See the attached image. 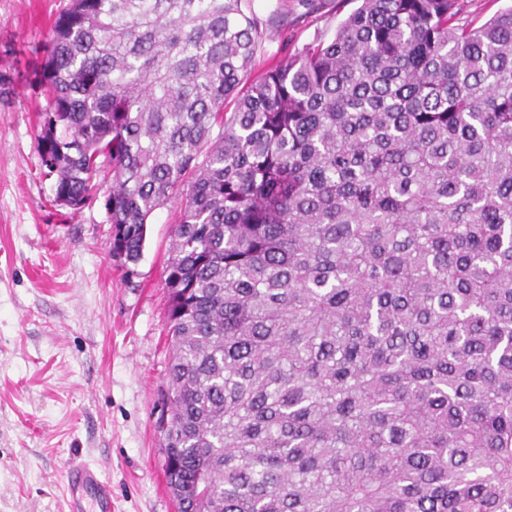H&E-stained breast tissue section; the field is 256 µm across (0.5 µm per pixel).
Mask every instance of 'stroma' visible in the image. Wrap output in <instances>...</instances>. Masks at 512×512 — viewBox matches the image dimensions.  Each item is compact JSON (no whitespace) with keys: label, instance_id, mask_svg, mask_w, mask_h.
Wrapping results in <instances>:
<instances>
[{"label":"stroma","instance_id":"obj_1","mask_svg":"<svg viewBox=\"0 0 512 512\" xmlns=\"http://www.w3.org/2000/svg\"><path fill=\"white\" fill-rule=\"evenodd\" d=\"M253 0L282 36L257 68L315 37L331 39L354 8L322 0ZM70 0H0V512H65L68 469L95 464L112 484V512H176L163 471L165 267L176 204L147 226L143 257L124 266L108 249L103 202L71 212L40 163L43 97L29 81Z\"/></svg>","mask_w":512,"mask_h":512}]
</instances>
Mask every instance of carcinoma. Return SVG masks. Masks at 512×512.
<instances>
[{"mask_svg":"<svg viewBox=\"0 0 512 512\" xmlns=\"http://www.w3.org/2000/svg\"><path fill=\"white\" fill-rule=\"evenodd\" d=\"M359 0L252 76V0H71L55 196L166 265L179 512H512V8ZM466 4L464 18L480 25L512 4V0H464Z\"/></svg>","mask_w":512,"mask_h":512,"instance_id":"1","label":"carcinoma"}]
</instances>
